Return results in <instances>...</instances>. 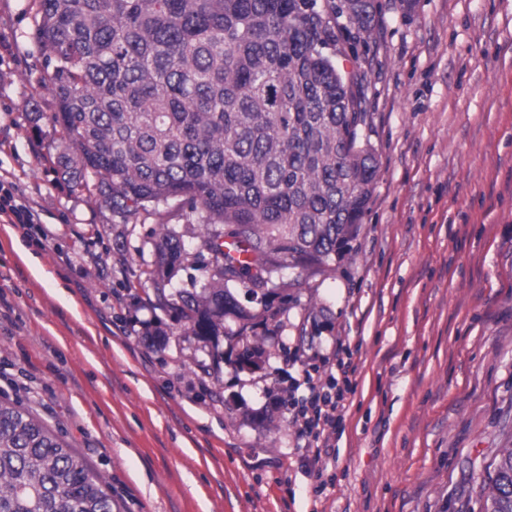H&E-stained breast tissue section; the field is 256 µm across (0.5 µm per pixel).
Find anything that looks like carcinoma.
Instances as JSON below:
<instances>
[{"label": "carcinoma", "instance_id": "cac0c4a2", "mask_svg": "<svg viewBox=\"0 0 512 512\" xmlns=\"http://www.w3.org/2000/svg\"><path fill=\"white\" fill-rule=\"evenodd\" d=\"M376 0H38L35 42L56 158L72 194L102 200L125 224L151 204L201 212V247L161 230L142 274L187 332L207 341L249 320L235 287L264 304L286 268L342 260L374 190L362 80L336 48L365 45ZM345 22H340V19ZM479 484L483 512H512V448ZM112 490L61 431L0 396V512H114ZM203 278V273L200 270H197L193 267L186 266L177 269L172 278L170 284L166 286V294L174 292L175 289H191L192 282L197 281V288L199 287V282Z\"/></svg>", "mask_w": 512, "mask_h": 512}]
</instances>
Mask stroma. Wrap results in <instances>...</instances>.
Returning <instances> with one entry per match:
<instances>
[{"mask_svg": "<svg viewBox=\"0 0 512 512\" xmlns=\"http://www.w3.org/2000/svg\"><path fill=\"white\" fill-rule=\"evenodd\" d=\"M377 2L345 65L379 160L348 254L284 270L269 311L203 342L141 277L161 225L200 245V213L132 226L69 193L35 118L55 104L34 0H0V180L42 221H0V394L61 428L118 512H481L512 446V0ZM339 339L358 385L318 479L270 404Z\"/></svg>", "mask_w": 512, "mask_h": 512, "instance_id": "stroma-1", "label": "stroma"}]
</instances>
